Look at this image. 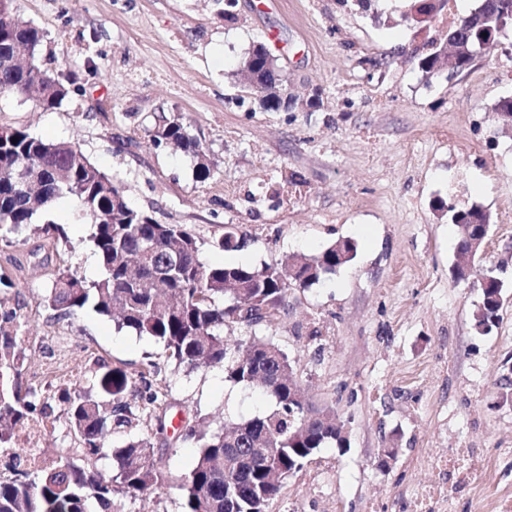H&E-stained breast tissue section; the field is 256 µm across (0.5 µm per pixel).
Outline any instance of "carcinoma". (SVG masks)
<instances>
[{
	"instance_id": "cac0c4a2",
	"label": "carcinoma",
	"mask_w": 512,
	"mask_h": 512,
	"mask_svg": "<svg viewBox=\"0 0 512 512\" xmlns=\"http://www.w3.org/2000/svg\"><path fill=\"white\" fill-rule=\"evenodd\" d=\"M444 0H406L402 19L426 22L443 12ZM448 30L446 44L419 55V67L434 74L441 61L464 70L476 57L478 41ZM43 31L23 19L17 10L0 16V93L34 96L45 108H54L69 96L66 79L53 76L38 62ZM153 140L196 157V176L206 179L210 167L187 126L166 119ZM69 197L90 216V239L103 268L101 279L88 282L68 268L58 269L43 301L60 319L85 307L113 318L118 328L146 335L160 343L177 367H221L234 383L251 382L255 367L266 373L258 383L273 401L266 415L232 423L211 432L202 423L185 425V438L200 443L191 471L180 478L184 512H267L268 506L291 477L328 443L342 447L340 418L331 408H319L305 396L294 398L289 385L294 368L279 345L253 342L232 355L229 331L270 326L287 305L288 291L306 289L328 274L352 263L355 242H344L346 258L336 259V245L308 258L293 255L260 267L210 265L200 258L194 235L178 224H160L151 215L130 206L122 186L101 171L71 143L31 135L23 127L0 125V229L17 232L34 223L35 216L57 200ZM457 249H469L470 232L482 229L490 216L480 207L455 209ZM215 246L232 251L241 246L235 228L227 226ZM482 282V311L496 312L494 289L502 287L494 270L478 274ZM20 307L0 301V452L11 463L0 477V512H89L97 502L101 512H112V496H140L156 490L166 477L154 468L153 443L138 436L112 449V475L96 469L93 460L106 453L112 433L133 426L138 415L166 396L158 381L135 378L124 367L95 370L97 393L88 390L64 400L69 434L79 442L51 462L33 471L17 470L23 449L15 429L52 410L49 389L22 387L20 376L26 347L18 336ZM139 400L131 404L128 397Z\"/></svg>"
}]
</instances>
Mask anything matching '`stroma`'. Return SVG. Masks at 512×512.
<instances>
[{
    "label": "stroma",
    "instance_id": "35a3bbf8",
    "mask_svg": "<svg viewBox=\"0 0 512 512\" xmlns=\"http://www.w3.org/2000/svg\"><path fill=\"white\" fill-rule=\"evenodd\" d=\"M404 0H16L44 32L39 57L75 90L51 109L0 95V124L77 145L125 190L135 209L180 224L210 264L261 266L315 255L339 239L355 260L319 284L291 289L271 326L235 327L232 344H278L310 401L335 409L349 445L321 448L289 478L268 512H415L428 484L448 495L431 512H512V124L493 110L512 96V36L458 74L425 76L412 54L445 42L444 27L401 21ZM266 45L297 108L264 112L238 66ZM179 117L211 173L192 154L152 141ZM480 206L494 223L479 268L503 283L501 318L475 326L480 291L456 280L449 207ZM65 232L54 240L47 224ZM235 227L239 250L213 243ZM92 225L57 201L0 240V297L19 303L28 358L23 385L89 390L99 365L140 373L156 364L168 396L142 413L167 483L114 498V512H183L177 486L197 445L161 415L210 429L270 412L261 390L219 368H175L148 336L85 310L55 318L43 296L57 268L93 281L103 270ZM395 447L388 470L379 467Z\"/></svg>",
    "mask_w": 512,
    "mask_h": 512
}]
</instances>
